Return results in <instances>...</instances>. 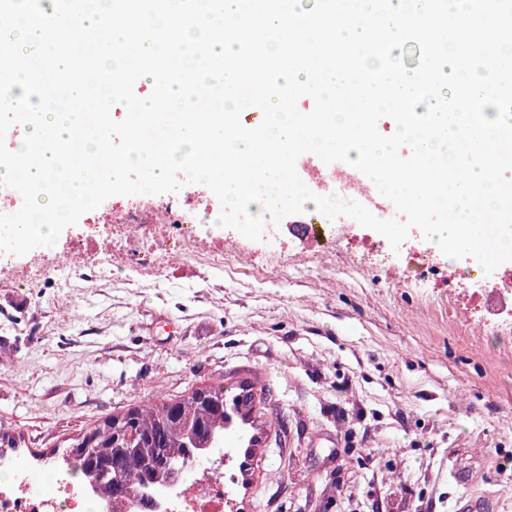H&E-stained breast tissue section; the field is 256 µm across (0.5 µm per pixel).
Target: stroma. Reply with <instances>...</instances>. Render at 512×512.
<instances>
[{
    "mask_svg": "<svg viewBox=\"0 0 512 512\" xmlns=\"http://www.w3.org/2000/svg\"><path fill=\"white\" fill-rule=\"evenodd\" d=\"M283 216L257 252L278 268H221L186 251L156 280L0 288V426L18 457L66 447L106 417L223 384L253 395L250 451L226 459L233 512H512V347L452 319L441 276L376 265L353 225L323 269Z\"/></svg>",
    "mask_w": 512,
    "mask_h": 512,
    "instance_id": "stroma-1",
    "label": "stroma"
}]
</instances>
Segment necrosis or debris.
I'll return each instance as SVG.
<instances>
[{
	"label": "necrosis or debris",
	"mask_w": 512,
	"mask_h": 512,
	"mask_svg": "<svg viewBox=\"0 0 512 512\" xmlns=\"http://www.w3.org/2000/svg\"><path fill=\"white\" fill-rule=\"evenodd\" d=\"M213 193L205 185H196L190 195L162 197L140 195L119 206L97 207L87 220L98 232L85 242L72 245L53 266L43 261L15 258L0 268V277L14 284H35L47 274L58 277L101 275L113 265L128 267L131 275L142 280L157 278L165 268L162 253L191 247L208 253L210 261H220L222 247L215 242L196 240L193 210L219 216L213 206ZM455 284L453 313L471 319L475 310L495 315L512 309V291L492 287L474 295L458 287L471 279V272L449 266L445 273ZM195 464L190 473L162 479L148 488L154 512H225L224 451L204 448L194 451ZM140 496L132 494L121 503H113L95 480L75 475L66 469L34 470L14 459L0 460V512H140Z\"/></svg>",
	"instance_id": "4bbe7bcc"
}]
</instances>
